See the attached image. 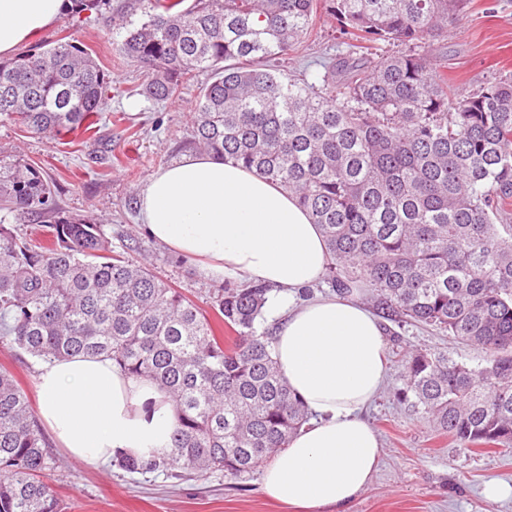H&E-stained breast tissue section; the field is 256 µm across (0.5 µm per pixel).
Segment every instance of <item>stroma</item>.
<instances>
[{
    "label": "stroma",
    "mask_w": 512,
    "mask_h": 512,
    "mask_svg": "<svg viewBox=\"0 0 512 512\" xmlns=\"http://www.w3.org/2000/svg\"><path fill=\"white\" fill-rule=\"evenodd\" d=\"M146 19L142 0H105L101 11L80 24L68 16L42 32L41 42L60 39L82 45L107 73L111 99L97 139L65 132L55 139L0 122V152L40 167L55 195L48 210L6 215V223L39 242L59 216L100 224L115 250L148 260L157 276L201 308H209L218 279L204 276L198 262L148 237L138 202L147 176L193 154L192 109L206 74L183 84L167 101H147L135 89L144 77L117 50L125 24ZM336 21L321 14L302 45L288 56V72L319 73V63L346 54ZM440 64L456 94L477 91L512 75V0H469L463 18L449 24ZM387 345L386 383L364 416L379 434L383 455L369 485L347 512H512V497L491 500L486 486L512 485V451L459 448L437 432L400 397L403 364L412 353L445 352L469 365L483 364V349L416 323L383 321ZM53 469L43 477L64 512H293L261 489V471L243 477L214 473L177 480L165 472H125L114 465L92 467L53 449Z\"/></svg>",
    "instance_id": "1"
}]
</instances>
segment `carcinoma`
<instances>
[{
  "label": "carcinoma",
  "instance_id": "cac0c4a2",
  "mask_svg": "<svg viewBox=\"0 0 512 512\" xmlns=\"http://www.w3.org/2000/svg\"><path fill=\"white\" fill-rule=\"evenodd\" d=\"M122 56L154 102L210 73L193 112L194 144L282 186L320 225L325 275L339 294L373 289L382 314L483 348L470 366L411 355L401 395L461 447L512 446V77L455 96L439 41L468 0H325L349 42L322 74L281 68L314 25L319 0H144ZM102 0H72L71 19ZM405 50L370 56L371 46ZM110 81L84 48L41 44L0 61V122L53 138L97 134ZM35 166L0 157V210L48 208ZM50 244L0 224V342L34 360L105 355L176 405L170 451L119 457L128 473H252L308 421L258 333L272 288L224 286L213 316L70 216ZM54 459L25 392L0 370V512H62L40 479Z\"/></svg>",
  "mask_w": 512,
  "mask_h": 512
}]
</instances>
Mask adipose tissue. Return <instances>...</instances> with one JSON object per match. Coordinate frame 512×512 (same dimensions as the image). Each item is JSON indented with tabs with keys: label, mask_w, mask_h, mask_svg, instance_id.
Returning <instances> with one entry per match:
<instances>
[{
	"label": "adipose tissue",
	"mask_w": 512,
	"mask_h": 512,
	"mask_svg": "<svg viewBox=\"0 0 512 512\" xmlns=\"http://www.w3.org/2000/svg\"><path fill=\"white\" fill-rule=\"evenodd\" d=\"M67 0H0V55L54 24ZM154 240L202 261L213 278L309 287L326 267L319 225L295 198L255 172L194 154L150 174L139 198ZM274 358L312 416L263 468L262 491L302 512H345L382 456L361 412L386 379L376 316L351 295L306 301L281 324ZM38 415L63 453L90 465L164 451L175 415L154 384L125 375L104 356L56 359L37 369Z\"/></svg>",
	"instance_id": "obj_1"
}]
</instances>
